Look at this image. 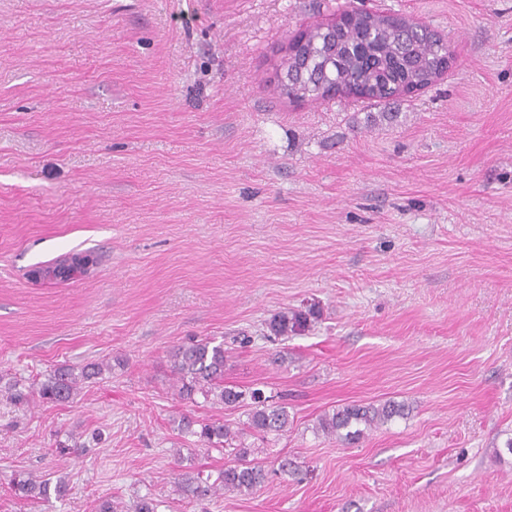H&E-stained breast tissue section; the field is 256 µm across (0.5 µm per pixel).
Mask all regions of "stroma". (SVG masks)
Returning <instances> with one entry per match:
<instances>
[{
  "mask_svg": "<svg viewBox=\"0 0 512 512\" xmlns=\"http://www.w3.org/2000/svg\"><path fill=\"white\" fill-rule=\"evenodd\" d=\"M347 7L429 23L453 58L368 127L352 99L272 91L293 33ZM69 252L73 280L28 273ZM291 316L287 333L270 323ZM224 346V381L280 395L251 494L214 474L169 353ZM105 362L73 399L32 391ZM0 512H512V0H0ZM403 404L354 442L315 430ZM287 472H280V463ZM65 479L24 499L15 473ZM404 405L394 401H388L379 406L368 405H347L342 409L334 410L319 419L318 429L326 436L343 438L342 430L348 429L355 424H364L371 427L385 423L404 414ZM236 459L233 465H225L210 483L211 475L206 479L201 473L191 476L189 473L177 474V485L184 498H203L220 490L253 493L264 485L269 476L275 471L265 469V466L255 458L249 459L253 450L250 448H232Z\"/></svg>",
  "mask_w": 512,
  "mask_h": 512,
  "instance_id": "1",
  "label": "stroma"
}]
</instances>
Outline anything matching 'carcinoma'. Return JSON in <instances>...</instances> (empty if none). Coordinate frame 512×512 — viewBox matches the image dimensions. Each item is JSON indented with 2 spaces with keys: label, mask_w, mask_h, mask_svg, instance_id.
<instances>
[{
  "label": "carcinoma",
  "mask_w": 512,
  "mask_h": 512,
  "mask_svg": "<svg viewBox=\"0 0 512 512\" xmlns=\"http://www.w3.org/2000/svg\"><path fill=\"white\" fill-rule=\"evenodd\" d=\"M448 43L429 24L413 20L406 24L395 13L352 10L333 24L319 23L302 31L301 38L287 43L281 57L276 93L289 100L316 101L330 98H353L381 108L365 113L367 124L399 123L400 113L386 107L408 97L414 89H426L433 78L448 70ZM172 371L179 396L205 400L235 408L250 399L248 427L261 438L280 436L288 431V410L274 397L260 389L248 393L224 384V345L206 339L180 345L171 352ZM101 374V366L87 364L75 371L70 365L51 370L40 383L37 396L46 404H60L72 399L79 382ZM404 414V405L394 401L379 406L347 405L323 415L318 429L327 436L352 438L362 430L350 431L352 424L371 427ZM195 422L183 417L185 432L199 438L204 450L222 448L238 432L221 422L204 423L195 430ZM234 464L227 465L215 479L201 474H177V485L187 499L203 498L220 490L252 493L264 485L271 471L251 457L253 450L234 449ZM13 487L27 498H42L54 489L57 496L67 491L59 482L50 486L29 473H19Z\"/></svg>",
  "instance_id": "obj_1"
}]
</instances>
